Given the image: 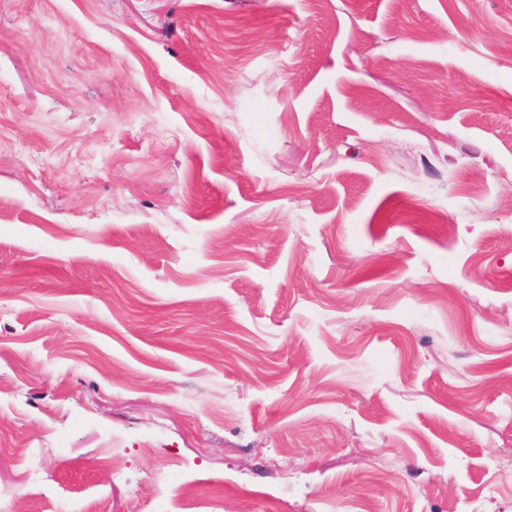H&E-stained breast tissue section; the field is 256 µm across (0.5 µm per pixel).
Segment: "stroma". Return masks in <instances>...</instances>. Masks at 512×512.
Instances as JSON below:
<instances>
[{"label":"stroma","instance_id":"obj_1","mask_svg":"<svg viewBox=\"0 0 512 512\" xmlns=\"http://www.w3.org/2000/svg\"><path fill=\"white\" fill-rule=\"evenodd\" d=\"M188 479L512 512V0H0V512Z\"/></svg>","mask_w":512,"mask_h":512}]
</instances>
